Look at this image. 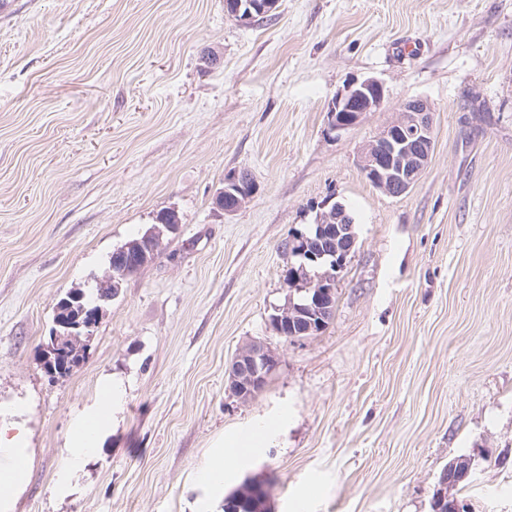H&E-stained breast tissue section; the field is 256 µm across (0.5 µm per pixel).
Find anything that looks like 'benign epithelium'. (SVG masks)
Masks as SVG:
<instances>
[{"instance_id":"1","label":"benign epithelium","mask_w":512,"mask_h":512,"mask_svg":"<svg viewBox=\"0 0 512 512\" xmlns=\"http://www.w3.org/2000/svg\"><path fill=\"white\" fill-rule=\"evenodd\" d=\"M278 0H265L260 5L254 0H227L224 8L236 21L249 24L254 13L271 11ZM383 84L368 78L353 82L337 94L326 115V133L336 134L347 130L360 121L367 112H373L384 104ZM434 149L432 113L426 102L417 100L410 108L403 104L399 116L387 125L380 134L365 144L358 156L359 166L369 175L371 184L390 196L407 193L422 176ZM256 185L246 173L234 172L224 177V187L217 197L224 200V213L233 214L245 206L254 196ZM317 238L303 233L290 236L288 249L299 256L323 258L336 256V272L326 271L319 278L308 280L307 287L298 290L301 298L290 299L288 305L273 317L275 330L282 336L298 337L313 328L312 319L327 320L332 313L336 297L339 273L344 269L347 256L352 252L356 236L354 225L349 223L345 209L338 206L332 210L321 205L316 218ZM176 224H158L152 228L135 249L119 247L113 252L112 266L106 280L120 284L135 274L155 254L167 233H174ZM278 365V356L265 342L252 340L241 347L225 370L228 390L239 400H250L255 391L265 382ZM470 463L460 459L448 464L438 482L434 512H440L441 504L447 502L453 512H461L458 500L451 496L452 490L469 473Z\"/></svg>"}]
</instances>
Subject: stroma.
Segmentation results:
<instances>
[{
  "label": "stroma",
  "instance_id": "obj_1",
  "mask_svg": "<svg viewBox=\"0 0 512 512\" xmlns=\"http://www.w3.org/2000/svg\"><path fill=\"white\" fill-rule=\"evenodd\" d=\"M215 54L205 66L203 55ZM384 107L324 132L353 81ZM425 100L435 145L407 194L365 178L361 148ZM248 171L234 214L216 195ZM356 243L320 333L279 335L295 296L280 245L321 202ZM180 224L104 303L85 362L50 377L58 299L99 280L161 211ZM252 340L279 365L250 401L225 369ZM122 413L54 493L75 419L105 378ZM287 412L224 472L271 512H431L472 460L466 512H512V0H278L243 25L224 0H9L0 11V425L27 435L15 512H197L213 442ZM256 185L245 172H234L224 177V187L217 199L224 200V214L230 215L245 206L254 196ZM469 470L470 463L464 459L454 460L448 464L438 482L437 489L440 490V493L437 495L436 500L432 501L434 506L433 512H440V508L444 505L446 499H448L446 502L447 508L442 512H448V503L454 512H461L457 498H453L450 494L468 476ZM437 501H440V504H436Z\"/></svg>",
  "mask_w": 512,
  "mask_h": 512
}]
</instances>
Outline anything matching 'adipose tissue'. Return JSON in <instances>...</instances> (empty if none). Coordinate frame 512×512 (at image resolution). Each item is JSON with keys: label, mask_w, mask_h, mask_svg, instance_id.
Listing matches in <instances>:
<instances>
[{"label": "adipose tissue", "mask_w": 512, "mask_h": 512, "mask_svg": "<svg viewBox=\"0 0 512 512\" xmlns=\"http://www.w3.org/2000/svg\"><path fill=\"white\" fill-rule=\"evenodd\" d=\"M124 403L121 383L112 382L105 386L98 405L76 421L66 447V475L75 474L96 453ZM284 424V419L278 418L250 427L249 431L240 430L217 440L213 462L200 473L201 484L216 492L223 491L224 468L234 464L233 450L241 446L246 434L256 435L265 443ZM25 456L26 438L22 428L0 427V512H13L15 496L23 491L27 483V468L21 463Z\"/></svg>", "instance_id": "obj_1"}]
</instances>
